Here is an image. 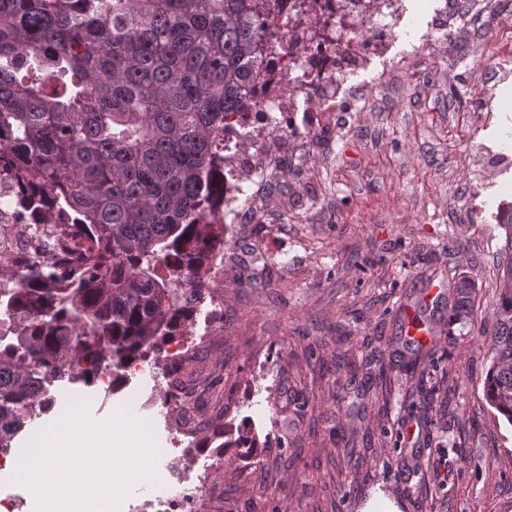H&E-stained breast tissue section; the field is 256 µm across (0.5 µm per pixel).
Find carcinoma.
<instances>
[{"label": "carcinoma", "mask_w": 512, "mask_h": 512, "mask_svg": "<svg viewBox=\"0 0 512 512\" xmlns=\"http://www.w3.org/2000/svg\"><path fill=\"white\" fill-rule=\"evenodd\" d=\"M258 0H0V166L52 205L31 224L34 248L55 260L3 264L0 455L34 415L55 407L56 382L90 384L163 345L193 309L214 264V225L202 209L221 185L224 121L250 108L249 63L288 23ZM503 244L484 399L512 425V203L496 213ZM163 263L169 278L156 274ZM449 319L476 288L455 283ZM221 448L250 453L249 428L211 425Z\"/></svg>", "instance_id": "obj_1"}]
</instances>
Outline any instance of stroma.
I'll return each instance as SVG.
<instances>
[{"instance_id": "35a3bbf8", "label": "stroma", "mask_w": 512, "mask_h": 512, "mask_svg": "<svg viewBox=\"0 0 512 512\" xmlns=\"http://www.w3.org/2000/svg\"><path fill=\"white\" fill-rule=\"evenodd\" d=\"M425 31V18L406 19L330 111L298 113L315 132L306 149L281 146L262 222L225 226L220 310L178 328L192 346L179 372L156 361L109 397L79 382L28 422L0 469L20 512L36 506L13 481L20 457L73 401L99 422L129 413L162 450L121 512H152L171 473L203 482L191 512H362L377 491L401 512H512V425L483 397L494 215L512 201V60L489 38L482 58L463 45L440 61L421 52ZM413 51L412 69L380 81L389 58ZM487 83L494 118L481 129L485 103L468 90ZM462 275L477 299L452 322ZM411 317L440 326L436 345L415 349ZM217 420L248 425L265 448L201 447ZM182 422L193 433L175 448Z\"/></svg>"}]
</instances>
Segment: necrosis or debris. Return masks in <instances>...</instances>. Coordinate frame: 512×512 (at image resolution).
<instances>
[{
	"label": "necrosis or debris",
	"mask_w": 512,
	"mask_h": 512,
	"mask_svg": "<svg viewBox=\"0 0 512 512\" xmlns=\"http://www.w3.org/2000/svg\"><path fill=\"white\" fill-rule=\"evenodd\" d=\"M279 7L288 19V35L265 45L262 64L253 67L252 106L226 123L219 160L224 172V199L216 210L220 216L260 217L259 204L244 190L246 171L262 162L261 151L274 138L300 143L310 136L309 129L293 118L275 125V113L326 111L349 70L387 53L409 10L406 0H280ZM480 8L481 0H451L434 9V51L456 47L457 19ZM35 221L34 215L0 206V250L8 252L17 266L43 259L42 253L26 247L22 236L24 226Z\"/></svg>",
	"instance_id": "necrosis-or-debris-1"
}]
</instances>
